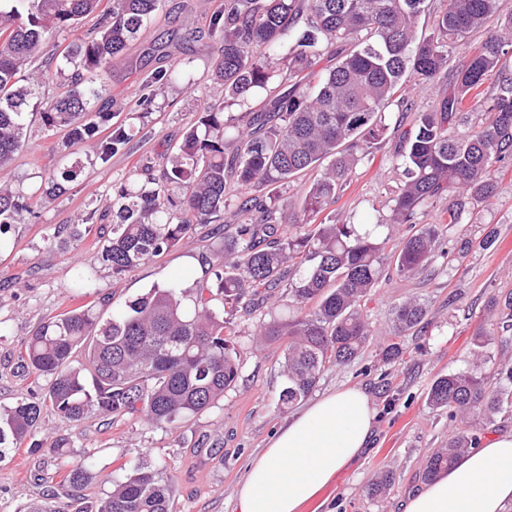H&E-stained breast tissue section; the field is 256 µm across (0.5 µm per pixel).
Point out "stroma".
Masks as SVG:
<instances>
[{"label":"stroma","instance_id":"1","mask_svg":"<svg viewBox=\"0 0 512 512\" xmlns=\"http://www.w3.org/2000/svg\"><path fill=\"white\" fill-rule=\"evenodd\" d=\"M200 0H167L166 7L114 59L99 78L108 95L134 111L141 81L159 68H184L186 79L171 87L152 116L146 134L131 149L105 164L85 170L70 190L40 208L37 220L12 225L7 250L0 252V406L21 394L39 390L40 379L23 375L15 365L20 343L41 321L86 301L111 311L151 287L181 279L192 286L202 276L198 258L210 252L217 239L209 228L182 241L159 258L120 277L111 269L94 267V288L85 298L74 297L70 285L77 259H90L101 244L100 227H92L78 246L68 251L51 247L59 225L77 211L109 200L112 186L139 162L161 166L168 144L178 141L197 114V100L222 101L224 90L212 80L217 45L191 38L206 27ZM60 136L48 137L38 120H31L27 143L15 156L12 175L29 189L37 175L64 165ZM399 135L387 132L368 162L359 164L330 212L335 223L367 220L388 222L391 199L403 181L396 165ZM445 255L435 256L423 272L409 278L391 276L382 282L368 304L373 328L388 331L393 311L402 301L418 297L428 303L425 326L404 336V361L384 368L377 346H369L353 361L327 372L317 392L356 386L369 395L375 411L374 436L360 458L307 504L302 512H403L409 493L423 482L426 455L447 447L448 419L427 401L433 381L464 368L475 348H482L490 366L512 365V313L500 307L512 298V165L500 178L497 199L476 207L461 224L449 227ZM266 311L238 314L236 351L240 377L215 406L183 427H154L137 420L109 424L91 416L76 429L77 445L92 456L100 475L120 476L142 461L161 462L176 484V512H234L238 485L250 459L272 437L291 409L278 398L285 385L284 346L264 343L254 331ZM491 333L477 346L478 332ZM55 469L44 453L19 449L0 461V512H14L20 503L40 497L29 481L34 468ZM391 472L393 484L381 497L365 492L373 477Z\"/></svg>","mask_w":512,"mask_h":512}]
</instances>
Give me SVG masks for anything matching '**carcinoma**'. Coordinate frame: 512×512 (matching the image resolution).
Returning a JSON list of instances; mask_svg holds the SVG:
<instances>
[{"instance_id": "carcinoma-1", "label": "carcinoma", "mask_w": 512, "mask_h": 512, "mask_svg": "<svg viewBox=\"0 0 512 512\" xmlns=\"http://www.w3.org/2000/svg\"><path fill=\"white\" fill-rule=\"evenodd\" d=\"M0 0V249L8 227L36 205L54 200L79 175L108 162L158 109L157 100L179 73L159 70L140 87L138 111L123 113L94 75L107 69L165 7V0ZM432 0H223L210 12L207 33L220 44L214 80L224 101L205 103L199 116L167 149L156 170L134 167L112 186L105 207L79 212L52 236L61 249L76 245L92 224L109 232L90 260L115 277L161 256L197 227L219 222L235 207L237 224L224 232L212 255L201 257L206 277L194 286L179 279L154 287L107 315L89 304L38 324L17 350V364L46 381L39 393L0 408V459L31 439L50 408L74 426L90 414L114 422L139 418L155 426L186 424L232 389L240 363L236 315L272 299L284 274L292 275L288 313L259 326L264 341H283L284 407L296 405L325 373L354 359L373 331L365 313L385 266L409 278L443 245L448 226L461 224L476 206L493 205L503 165L512 161V14L500 0H445L435 30L418 35ZM93 29L72 40L55 60L61 91L42 92L43 74L32 62L83 18ZM478 46L450 59L471 33ZM327 64H322V61ZM444 81L448 93L427 112H415L401 131L397 155L403 184L393 198L391 222L360 232L331 224L336 203L356 166L369 160L389 130L386 108L413 81ZM266 92L261 109L233 114ZM485 121L462 127L461 114ZM43 133L63 134L70 161L41 176L25 193L11 166L26 141L27 115ZM317 171L306 190L303 215L288 216L280 189L305 171ZM235 184L237 203L226 195ZM440 223L415 228L420 211L449 195ZM414 232L389 247L397 226ZM425 302L410 298L394 308L392 335L423 328ZM402 343L381 352L383 365L404 360ZM482 361L437 378L428 400L464 428L423 461L430 480L454 466L480 442L476 421L512 407V366L492 380ZM68 432L48 434L29 451L56 461L42 499L17 512H174V478L151 462L107 480L89 498L98 477L91 456L74 448Z\"/></svg>"}]
</instances>
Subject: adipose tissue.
<instances>
[{
  "label": "adipose tissue",
  "mask_w": 512,
  "mask_h": 512,
  "mask_svg": "<svg viewBox=\"0 0 512 512\" xmlns=\"http://www.w3.org/2000/svg\"><path fill=\"white\" fill-rule=\"evenodd\" d=\"M375 412L345 387L291 415L249 463L237 512H300L366 448ZM512 504V434L472 450L447 473L409 494L404 512H505Z\"/></svg>",
  "instance_id": "obj_1"
}]
</instances>
